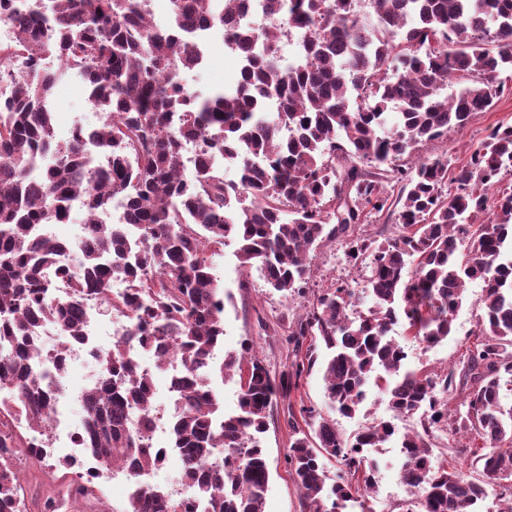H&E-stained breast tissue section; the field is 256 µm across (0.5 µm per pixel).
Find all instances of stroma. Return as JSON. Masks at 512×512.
Returning a JSON list of instances; mask_svg holds the SVG:
<instances>
[{
    "label": "stroma",
    "instance_id": "obj_1",
    "mask_svg": "<svg viewBox=\"0 0 512 512\" xmlns=\"http://www.w3.org/2000/svg\"><path fill=\"white\" fill-rule=\"evenodd\" d=\"M239 68V59L215 43L209 48L207 64L188 71L187 76L192 90L209 94L223 89ZM50 100L57 138H65L77 122L98 126V110L90 102L87 85L81 78L70 73L60 74ZM501 123L512 124V82L507 83L503 93L495 98L490 110L475 115L463 131L430 143L421 148L420 153L424 156L448 154L453 167H461L469 158L470 145L484 139L495 125ZM237 249V242L229 239L223 250L209 257L215 275L229 295L224 310V349L236 351L243 340H251L250 358L261 361L271 375L277 377L287 372L293 359L288 327L299 318L300 304L287 301L273 291L258 271L244 272ZM366 277V272L348 263L341 241L328 239L315 251L309 286L318 291L345 284L360 294L364 291ZM465 296L466 302L453 323L452 336L439 344L428 346L413 342L404 324L393 326L392 336L408 347L406 365L409 369L441 374L458 361L481 312L482 282H468ZM323 370V361H316L311 371L303 375L298 389L291 395H280L269 412L268 429L262 438L270 465L264 512H303L301 494L284 463V454L293 435L288 405L301 401L324 407ZM376 419L392 421L403 434L420 428L418 416L391 414L383 391L374 386L370 387L365 402L354 416L347 418L338 414L334 417L337 431L346 438L353 437ZM370 459L385 480L368 498L367 512H406L415 495L396 483L400 457L395 448L387 445L377 449ZM22 485L27 512H45L47 498L57 496L61 489L60 482L51 472L33 466L23 471Z\"/></svg>",
    "mask_w": 512,
    "mask_h": 512
}]
</instances>
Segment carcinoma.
<instances>
[{
	"label": "carcinoma",
	"instance_id": "cac0c4a2",
	"mask_svg": "<svg viewBox=\"0 0 512 512\" xmlns=\"http://www.w3.org/2000/svg\"><path fill=\"white\" fill-rule=\"evenodd\" d=\"M236 2L171 0L180 26L159 29L148 21V0H53L48 27L26 0H0V26L15 30L0 43L8 82L0 99V512L22 510L9 449L26 450L36 466L45 461L30 437L45 428L52 398L30 368V327L59 326L64 371L68 346L83 336L85 298L130 321L126 339L95 353L79 431L101 468L133 481L123 512H199L197 500L206 512H263L267 413L298 388L319 348L330 409L353 416L374 379L393 412L420 415L422 432L401 436L400 477L417 491L411 512H478L491 493L508 501L500 512H512V407L500 395L502 375L512 376V193L502 192L491 218L482 194L512 172V125L495 126L451 175L446 157L413 158L417 145L487 111L512 79V0H367L366 14L356 0H263L265 14L303 43L302 58L281 68L279 32L241 27L233 36L245 59L238 78L202 97L179 82L197 62L191 28L224 26ZM43 53L84 79L104 113L98 127L56 139L46 108L56 73L39 71ZM452 84L459 89L441 93ZM267 97L279 100L278 111L263 110ZM191 137L202 150L196 180L186 183L178 173ZM214 151L245 171L240 187L211 172ZM388 181L398 187L394 199ZM120 193L129 224L92 223ZM78 197L84 240L40 237L41 224L69 220ZM366 209L395 216V235L380 241L357 231ZM335 236L349 263L369 270L365 311L350 312L360 297L343 284L308 294L313 252ZM229 238L241 266L307 306L288 331L299 358L280 378L248 358V342L224 357L221 377L236 375L240 386L238 412L226 415L211 361L228 295L207 254ZM48 265L69 281L72 300L46 293ZM115 275L128 288L112 299ZM473 280L484 282L482 313L458 364L433 377L407 369L391 326L407 322L428 345L447 339ZM131 339L156 367L171 354L186 368L172 436L187 496L141 480L166 456L149 441L153 382L128 356ZM299 413L305 428L294 429L284 462L304 512L355 504L366 512L376 481L365 450L390 441L389 422L375 420L347 441L315 406ZM437 432L480 441L469 449L478 477L434 464L427 438ZM326 458L343 471L330 485Z\"/></svg>",
	"mask_w": 512,
	"mask_h": 512
}]
</instances>
